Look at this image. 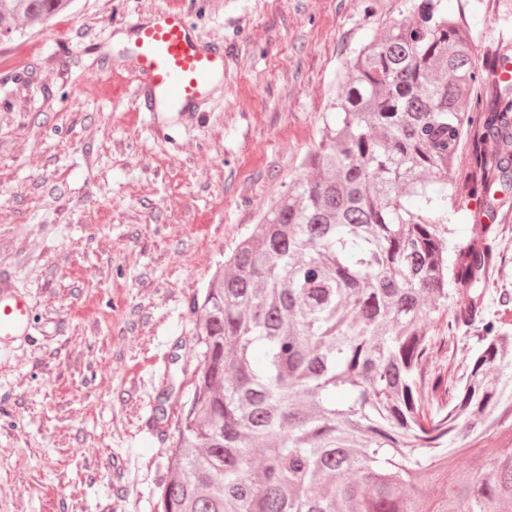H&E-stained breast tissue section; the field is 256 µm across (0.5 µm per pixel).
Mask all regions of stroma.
I'll list each match as a JSON object with an SVG mask.
<instances>
[{
    "mask_svg": "<svg viewBox=\"0 0 512 512\" xmlns=\"http://www.w3.org/2000/svg\"><path fill=\"white\" fill-rule=\"evenodd\" d=\"M412 0H189L230 69L195 123L130 121L100 77L127 63L123 21L167 0H75L0 38V275L31 305L0 346V512H155L168 436L196 375L192 298L298 178L346 65ZM443 0L489 65L512 0ZM165 405L168 421L157 422Z\"/></svg>",
    "mask_w": 512,
    "mask_h": 512,
    "instance_id": "35a3bbf8",
    "label": "stroma"
}]
</instances>
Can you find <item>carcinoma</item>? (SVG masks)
Listing matches in <instances>:
<instances>
[{"label":"carcinoma","mask_w":512,"mask_h":512,"mask_svg":"<svg viewBox=\"0 0 512 512\" xmlns=\"http://www.w3.org/2000/svg\"><path fill=\"white\" fill-rule=\"evenodd\" d=\"M72 0H0V36L45 25ZM442 0L375 32L346 68L301 178L240 239L201 297L200 373L179 406L158 512H512V324L482 318L487 225L441 235L458 198L512 192V92L475 96L467 27ZM469 146L464 186L452 171ZM475 334L453 370L445 342ZM431 486L437 498L423 495Z\"/></svg>","instance_id":"carcinoma-1"}]
</instances>
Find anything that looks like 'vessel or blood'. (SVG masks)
I'll return each instance as SVG.
<instances>
[{"label":"vessel or blood","instance_id":"1","mask_svg":"<svg viewBox=\"0 0 512 512\" xmlns=\"http://www.w3.org/2000/svg\"><path fill=\"white\" fill-rule=\"evenodd\" d=\"M125 27L134 45L128 66L133 117L145 112L187 116L210 102L224 81L226 58L222 48L198 34L188 11L169 5ZM29 324L28 297L0 279V342L25 335Z\"/></svg>","mask_w":512,"mask_h":512}]
</instances>
